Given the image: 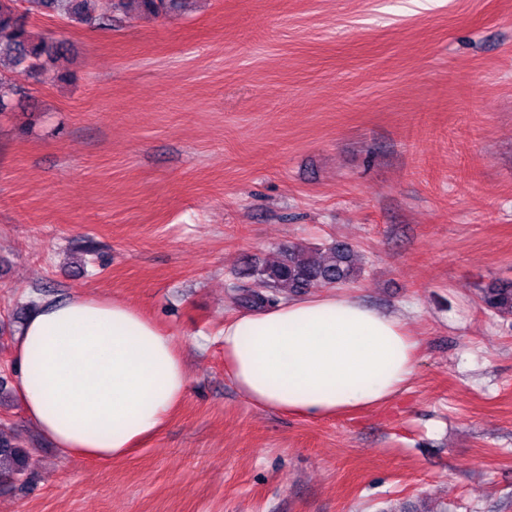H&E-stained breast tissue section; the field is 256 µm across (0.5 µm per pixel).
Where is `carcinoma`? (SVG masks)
Segmentation results:
<instances>
[{"instance_id": "1", "label": "carcinoma", "mask_w": 512, "mask_h": 512, "mask_svg": "<svg viewBox=\"0 0 512 512\" xmlns=\"http://www.w3.org/2000/svg\"><path fill=\"white\" fill-rule=\"evenodd\" d=\"M24 12L17 0H0V112L12 111L30 97L25 89L8 86L5 72L27 69L34 77L53 66L63 54L62 44L51 37L34 36L27 25L32 10L56 15L70 23L90 28H108L116 16L137 6L147 16L169 17L181 12L187 0H26ZM362 269L355 263L354 250L342 242L321 247L292 245L282 250L274 263L249 264L240 275L267 289L252 293L240 286L236 301L244 308L273 304L287 294L303 292L317 285L349 286L358 281ZM480 300L494 314L512 315V282L493 284L482 289ZM28 455L0 437V483L12 482L25 474Z\"/></svg>"}]
</instances>
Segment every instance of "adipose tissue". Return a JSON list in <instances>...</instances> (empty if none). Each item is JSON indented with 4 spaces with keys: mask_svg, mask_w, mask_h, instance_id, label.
<instances>
[{
    "mask_svg": "<svg viewBox=\"0 0 512 512\" xmlns=\"http://www.w3.org/2000/svg\"><path fill=\"white\" fill-rule=\"evenodd\" d=\"M224 363L254 406L326 419L407 388L419 340L403 318L330 291L225 321ZM26 415L62 452L113 461L159 431L189 375L169 336L119 299L72 296L34 310L16 335Z\"/></svg>",
    "mask_w": 512,
    "mask_h": 512,
    "instance_id": "obj_1",
    "label": "adipose tissue"
}]
</instances>
